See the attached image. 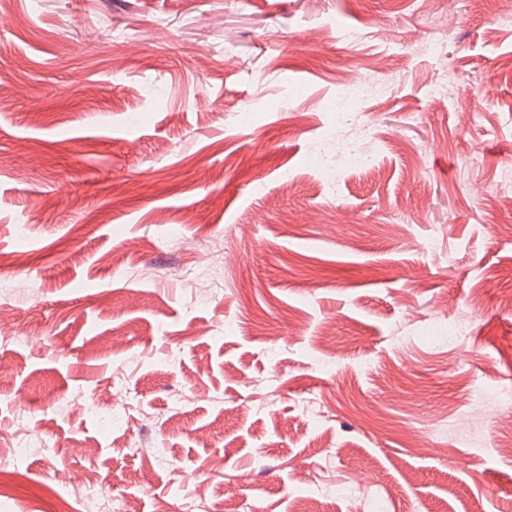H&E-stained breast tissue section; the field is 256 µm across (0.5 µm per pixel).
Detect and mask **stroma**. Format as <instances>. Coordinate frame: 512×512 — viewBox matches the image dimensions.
Segmentation results:
<instances>
[{"label":"stroma","mask_w":512,"mask_h":512,"mask_svg":"<svg viewBox=\"0 0 512 512\" xmlns=\"http://www.w3.org/2000/svg\"><path fill=\"white\" fill-rule=\"evenodd\" d=\"M506 6L6 0L0 253L27 257L0 265V458L34 450L0 512H53L49 485L79 502L86 475L107 512H291L339 485L315 512L368 488L389 512H512ZM367 74L389 87L356 107L373 175L332 112ZM116 373L142 398L107 432L84 406Z\"/></svg>","instance_id":"35a3bbf8"}]
</instances>
